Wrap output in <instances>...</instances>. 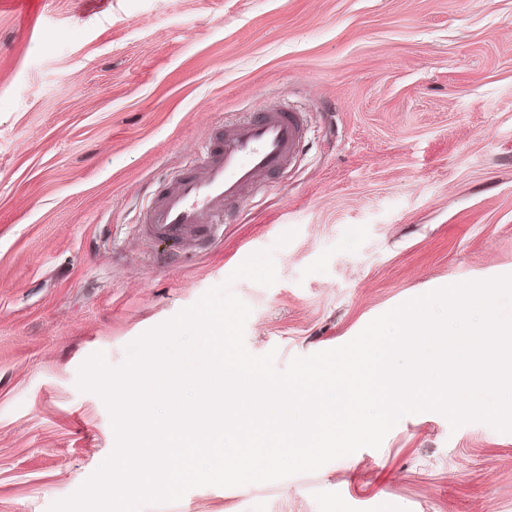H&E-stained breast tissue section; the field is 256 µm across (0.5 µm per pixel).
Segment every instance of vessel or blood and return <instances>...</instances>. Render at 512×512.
Returning a JSON list of instances; mask_svg holds the SVG:
<instances>
[{
	"mask_svg": "<svg viewBox=\"0 0 512 512\" xmlns=\"http://www.w3.org/2000/svg\"><path fill=\"white\" fill-rule=\"evenodd\" d=\"M307 138L304 115L282 102H268L225 122L196 164L180 171L153 196L142 234L167 243L172 254L209 247L226 215L245 194L269 185L292 166Z\"/></svg>",
	"mask_w": 512,
	"mask_h": 512,
	"instance_id": "obj_1",
	"label": "vessel or blood"
}]
</instances>
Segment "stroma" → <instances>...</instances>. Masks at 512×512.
Returning a JSON list of instances; mask_svg holds the SVG:
<instances>
[{
  "instance_id": "1",
  "label": "stroma",
  "mask_w": 512,
  "mask_h": 512,
  "mask_svg": "<svg viewBox=\"0 0 512 512\" xmlns=\"http://www.w3.org/2000/svg\"><path fill=\"white\" fill-rule=\"evenodd\" d=\"M288 97L300 160L207 251L164 263L139 224L239 113ZM294 239L277 247L279 237ZM232 280L245 345L296 356L463 282L512 276V0H42L0 12V512H50L113 453L95 353ZM140 512H512V432L402 417L380 448Z\"/></svg>"
}]
</instances>
